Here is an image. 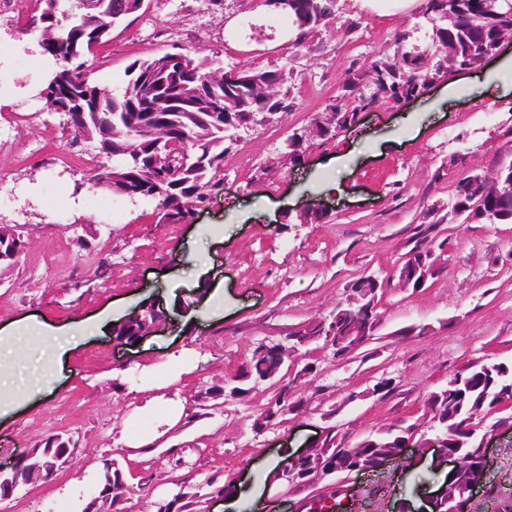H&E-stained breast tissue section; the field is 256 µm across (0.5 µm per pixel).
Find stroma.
Instances as JSON below:
<instances>
[{"label": "stroma", "instance_id": "35a3bbf8", "mask_svg": "<svg viewBox=\"0 0 512 512\" xmlns=\"http://www.w3.org/2000/svg\"><path fill=\"white\" fill-rule=\"evenodd\" d=\"M37 7L11 0L0 14V121L18 132L0 138V221L24 225L27 241L17 265L0 272V342L38 357L44 383L22 399L0 388L15 402L0 418V466L53 434L72 436L78 449L53 480L19 487L0 512H72L96 489V459L107 452L129 488L120 512H156L179 482L201 488L216 475L244 476L331 427L338 442L354 445L416 422L427 395L469 364L512 363V224L441 225L448 261L439 277L416 291L397 277L421 217L447 208L464 170L512 157V88L491 79L494 64L473 71L455 94L444 76L413 100L380 102L334 140H309L300 163L277 154L293 130L322 114L350 62L369 65L395 33L423 23L424 0H339L340 15L359 19V29L328 24L314 51H298L292 112L243 133L224 158L225 192L188 224L156 223L154 201L89 187V164L107 156L92 141L70 147L61 117L36 96L52 60L35 65L17 47L39 41L38 32H19ZM171 44L224 67H271L286 54L288 23L253 0H226L216 12L203 0H157L90 56L91 77L119 92L131 61ZM330 179L340 186L333 194L323 189ZM310 204L327 205L325 223L301 221ZM48 266L54 275H45ZM364 273L381 284L376 343L346 359L328 347L301 349L285 376L293 407L265 428L254 425L273 393L265 384L199 414L200 391L231 380L259 345L328 315ZM215 287L224 292L218 317L202 308V292ZM149 304L168 320L133 347L109 333L88 336L55 361L37 338L10 336L18 321L114 323ZM382 378L395 386L386 397L372 391ZM140 427L157 433L144 453L127 448ZM488 440L487 482L466 512H512V433ZM389 471L382 492L374 478L340 472L286 496L285 506L305 512L309 500L343 490L366 512H398L420 507L442 480L427 456Z\"/></svg>", "mask_w": 512, "mask_h": 512}]
</instances>
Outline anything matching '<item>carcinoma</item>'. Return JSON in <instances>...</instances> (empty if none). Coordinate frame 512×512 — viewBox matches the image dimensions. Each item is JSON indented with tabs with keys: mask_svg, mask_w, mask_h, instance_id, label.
I'll return each mask as SVG.
<instances>
[{
	"mask_svg": "<svg viewBox=\"0 0 512 512\" xmlns=\"http://www.w3.org/2000/svg\"><path fill=\"white\" fill-rule=\"evenodd\" d=\"M42 8L31 16L25 29L41 34L43 53L58 67L51 70L48 81L38 89L37 97L45 101L50 112L61 116L56 88L66 87L82 100L86 119L92 130H100L112 144V168L94 166L88 170L93 187L123 195L128 189L149 187L151 194L128 197L132 203L148 198L156 201L159 224H181L209 202L221 183L224 156L237 142V131L254 129L271 123L278 114L292 111L295 84L290 61L268 68L228 69L211 60L185 55L184 69L166 72L165 52L130 62L126 80L119 94L103 89L92 78L83 76L86 57L112 35V29L125 22L113 20L96 40H72V31L84 27L93 31L104 26L107 18L98 10L75 0L76 11L62 13L58 0H38ZM338 0H297L300 15H288L294 31L288 48L314 49L315 38L322 28L336 20ZM424 15L429 27L405 30L393 36L390 52L367 68L350 64L337 95L325 106L323 122L334 128L346 126L356 113L381 101L397 103L405 96L420 92L446 74L448 68L474 70L482 65L494 44L512 37V10L495 0H427ZM512 194V167L499 164L492 170L473 169L459 179L452 192L450 210L436 217L429 210L416 232L417 239L405 253L402 265L419 263L422 248L434 247L436 257L444 254L445 241L437 242L431 230L437 224H512V209L497 206L489 197ZM145 326L140 317L122 325H113L112 336L131 340ZM275 375L270 359L255 349L239 373L257 382ZM462 382L430 393L425 401L434 435L444 448L437 450L440 463L444 453L462 449L469 459L460 474L465 480L480 466V441L473 420L497 406L499 395L512 390V367L501 363L474 364L456 375ZM288 406V387H279L268 402L267 417ZM402 433L390 429L368 437L375 447L399 448ZM65 439L55 434L36 445V457L60 468ZM329 466L342 467L349 461L350 449L340 446L336 434L325 440ZM27 478L26 469L0 473V497L5 489ZM112 484L115 495L127 492L121 467L103 470L98 488ZM200 495L183 488L157 512H201Z\"/></svg>",
	"mask_w": 512,
	"mask_h": 512,
	"instance_id": "cac0c4a2",
	"label": "carcinoma"
}]
</instances>
